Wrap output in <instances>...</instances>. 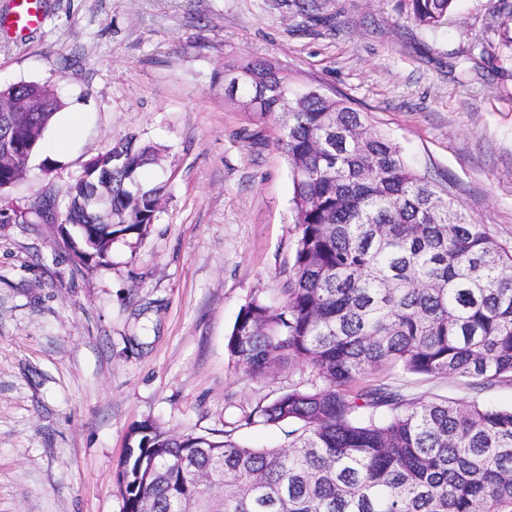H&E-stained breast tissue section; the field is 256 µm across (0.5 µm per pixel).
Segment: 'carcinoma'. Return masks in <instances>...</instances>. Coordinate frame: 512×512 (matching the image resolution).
Segmentation results:
<instances>
[{"label": "carcinoma", "mask_w": 512, "mask_h": 512, "mask_svg": "<svg viewBox=\"0 0 512 512\" xmlns=\"http://www.w3.org/2000/svg\"><path fill=\"white\" fill-rule=\"evenodd\" d=\"M402 2L413 23L436 30L455 0ZM236 69L273 72L296 96L285 112L270 92L254 116L281 121L298 237L283 301L248 302L226 348L252 378L297 364L311 379L245 417L294 425L284 447L175 433L153 420L132 427L116 472L122 512H512V406L410 401L369 378L388 367L480 390L512 382V244L411 167L369 113L298 94L294 76L270 61ZM0 97V139L22 144L0 169L4 191L26 176L63 103L37 83L1 87ZM157 160V148L130 135L69 186L60 219L80 236V263L147 234L164 187L142 176ZM49 209L40 193L14 214L24 221ZM203 476L217 495L203 492Z\"/></svg>", "instance_id": "obj_1"}]
</instances>
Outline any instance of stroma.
Returning a JSON list of instances; mask_svg holds the SVG:
<instances>
[{"label":"stroma","mask_w":512,"mask_h":512,"mask_svg":"<svg viewBox=\"0 0 512 512\" xmlns=\"http://www.w3.org/2000/svg\"><path fill=\"white\" fill-rule=\"evenodd\" d=\"M495 59L470 53L475 38ZM490 0H456L425 30L399 0H43V21L0 39V87L45 83L79 117L40 148L0 207L51 194L132 135L165 151L148 185L165 201L136 246L78 265L49 217L0 224V512H121L117 466L132 426L254 448L288 424L245 415L310 378L236 368L226 343L256 296L283 299L298 230L280 123L224 94V69L265 58L371 113L418 171L446 180L466 213L512 243V55ZM409 398L467 402L466 382L399 372Z\"/></svg>","instance_id":"1"}]
</instances>
